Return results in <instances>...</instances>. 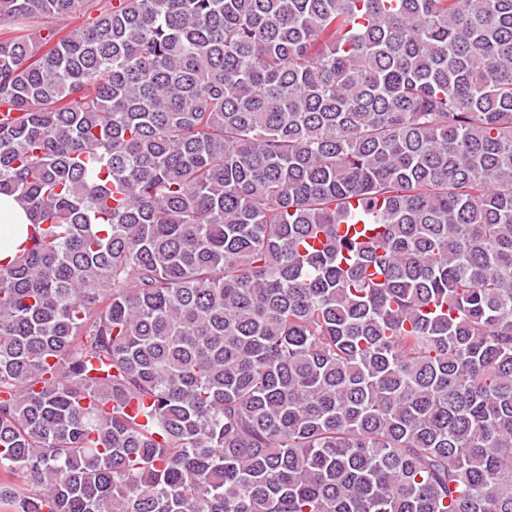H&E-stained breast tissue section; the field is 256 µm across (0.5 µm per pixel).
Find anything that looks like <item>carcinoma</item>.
<instances>
[{"mask_svg":"<svg viewBox=\"0 0 512 512\" xmlns=\"http://www.w3.org/2000/svg\"><path fill=\"white\" fill-rule=\"evenodd\" d=\"M0 20V503L512 512V0ZM0 223L8 226L13 224L23 226L16 239H10L8 248L0 247V263L5 264L14 258L17 247L26 237V224H29L24 207L11 196L0 195Z\"/></svg>","mask_w":512,"mask_h":512,"instance_id":"cac0c4a2","label":"carcinoma"}]
</instances>
